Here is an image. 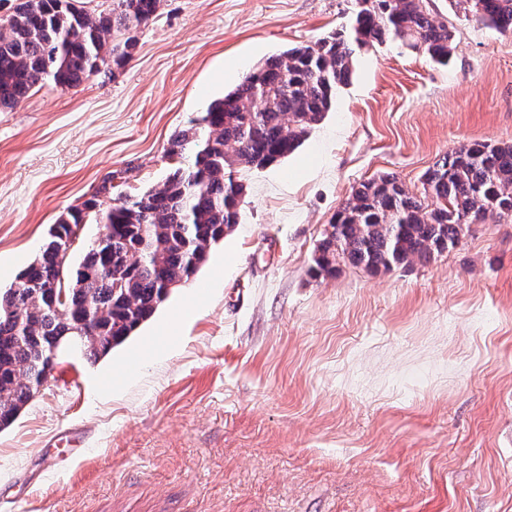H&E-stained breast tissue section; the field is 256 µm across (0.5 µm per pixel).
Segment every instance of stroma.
Masks as SVG:
<instances>
[{"instance_id":"1","label":"stroma","mask_w":512,"mask_h":512,"mask_svg":"<svg viewBox=\"0 0 512 512\" xmlns=\"http://www.w3.org/2000/svg\"><path fill=\"white\" fill-rule=\"evenodd\" d=\"M354 7L165 0L114 75L0 110V289L108 175L116 198L158 187L175 131ZM430 7L448 63L357 49L303 144L239 171L240 222L191 280L109 355L59 359L0 430V512H512V217L427 264L311 271L359 182L419 194L456 147L512 143V33Z\"/></svg>"}]
</instances>
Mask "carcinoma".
<instances>
[{"label":"carcinoma","mask_w":512,"mask_h":512,"mask_svg":"<svg viewBox=\"0 0 512 512\" xmlns=\"http://www.w3.org/2000/svg\"><path fill=\"white\" fill-rule=\"evenodd\" d=\"M9 33L0 34V108H11L50 81L62 89L121 68L138 32L163 0H112L91 13L87 0H10ZM455 12L512 31V0H450ZM351 23L311 44L266 59L192 125L174 134L167 156L179 159L165 181L141 195L104 205L99 193L67 210L58 236L43 244L0 290V429L13 424L41 382L52 347L77 322L93 323L80 342L90 357L109 354L148 321L170 294L167 285L195 275L212 245L235 230L244 186L234 169L287 157L329 112L348 83L356 49L399 41L448 62L452 32L430 0H356ZM423 193L379 174L353 187L316 247L312 272L333 277L342 265L371 274L429 262L455 248L488 214L512 216V144L472 142L440 158L422 176ZM103 225L76 270L61 266L55 242L89 219ZM65 278L64 292L49 285Z\"/></svg>","instance_id":"obj_1"}]
</instances>
